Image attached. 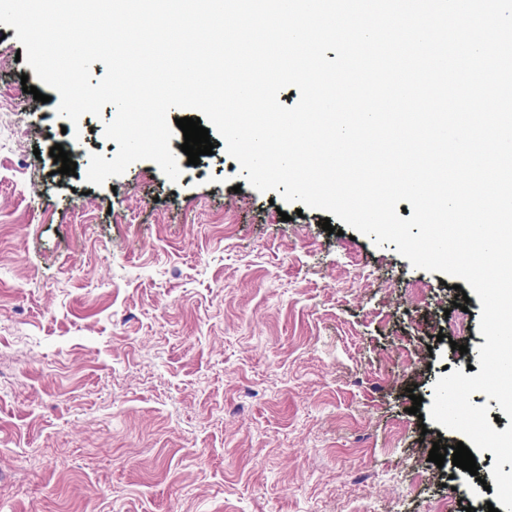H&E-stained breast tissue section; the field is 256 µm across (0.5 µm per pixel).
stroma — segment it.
<instances>
[{
	"label": "stroma",
	"mask_w": 512,
	"mask_h": 512,
	"mask_svg": "<svg viewBox=\"0 0 512 512\" xmlns=\"http://www.w3.org/2000/svg\"><path fill=\"white\" fill-rule=\"evenodd\" d=\"M0 24V512H488L410 414L477 365L481 303L213 154L87 183L114 106L36 104ZM73 151L56 173L54 145ZM467 353H460V346Z\"/></svg>",
	"instance_id": "obj_1"
}]
</instances>
